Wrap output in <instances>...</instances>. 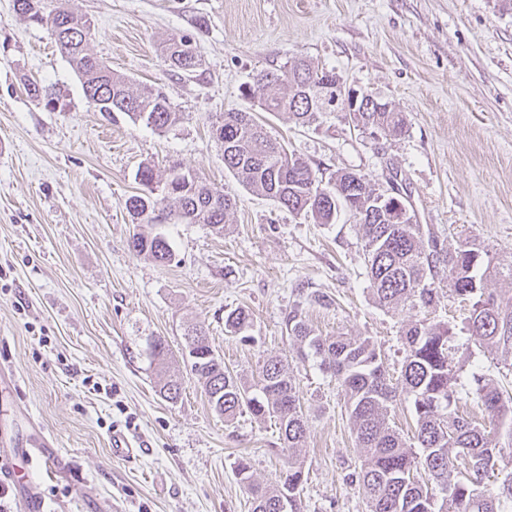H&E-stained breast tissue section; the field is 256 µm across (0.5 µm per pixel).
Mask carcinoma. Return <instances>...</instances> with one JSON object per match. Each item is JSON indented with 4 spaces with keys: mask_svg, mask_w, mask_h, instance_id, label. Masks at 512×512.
<instances>
[{
    "mask_svg": "<svg viewBox=\"0 0 512 512\" xmlns=\"http://www.w3.org/2000/svg\"><path fill=\"white\" fill-rule=\"evenodd\" d=\"M14 8L50 30L58 50L80 77L86 98L99 112L108 116L121 112L159 131L175 124L177 113L162 89L131 90L126 76L90 52L89 20L63 7L47 14L42 0H14ZM184 44L169 40L161 50L172 68L192 72L199 60L182 49ZM339 83L336 72L303 61L292 69L289 92L259 98L258 108L286 112L297 123L308 124L318 113L336 107ZM353 120L358 127L386 136H400L406 128L405 116L381 101L353 113ZM216 138L224 146L225 166L249 190L319 224L334 222L342 207L353 215L363 231L370 291L379 306L393 309L409 302L430 308L434 287L428 280L439 277L470 303L468 340L487 351H512V300L485 288L494 269L488 247L466 237L447 250L435 236L423 239L420 224L388 222L378 203L382 192L366 178L338 171L323 181L308 161L271 139L251 112L225 113ZM177 167L170 165L163 176L154 165H141L136 179L142 192L127 199V208L135 218L148 222L156 207L172 202L185 223L207 224L223 233L232 199L195 175L176 178ZM129 248L161 265L174 260L169 242L160 234L140 233ZM251 325L245 309L224 314V329L244 342L253 341ZM287 326L300 354L308 352L318 359L319 367L344 390L355 442L364 453L352 483L366 499L369 512H512V473L500 483L493 480L500 463H512L496 434L498 425L512 421V397L474 373L473 390L489 425L459 413L461 366L450 357L453 332L448 324L425 319L402 328L404 357L396 379L389 376L369 337L316 336L296 311L288 314ZM188 333L197 340L185 346L184 362L214 412L230 421L246 411L257 419L274 417L279 425L288 450V470L275 484H256L247 463L236 466L240 482L252 496L253 512H303L304 467L294 458V450L303 447L307 429L287 361L269 357L258 380L248 385L224 366L203 327L194 325ZM402 394L413 403L415 447L390 420V408Z\"/></svg>",
    "mask_w": 512,
    "mask_h": 512,
    "instance_id": "1",
    "label": "carcinoma"
}]
</instances>
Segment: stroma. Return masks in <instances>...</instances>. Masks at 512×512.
<instances>
[{
  "label": "stroma",
  "mask_w": 512,
  "mask_h": 512,
  "mask_svg": "<svg viewBox=\"0 0 512 512\" xmlns=\"http://www.w3.org/2000/svg\"><path fill=\"white\" fill-rule=\"evenodd\" d=\"M91 21L89 47L133 88L162 87L178 121L159 132L122 113L106 118L46 28L0 0V430L19 443L46 437L57 458L18 460L43 512H252L235 469L275 482L288 455L275 420L224 421L183 363L184 334L202 324L225 365L254 382L264 358L288 360L303 407L304 512H368L351 477L361 464L345 394L288 334L298 311L319 336H368L390 375L401 332L423 317L448 323L462 379L478 373L512 393V355L468 343L470 306L438 284L435 304L379 307L364 239L347 210L318 224L242 187L213 134L224 113L250 110L245 90L262 70L295 61L335 71L347 86L407 119L397 138L324 112L301 125L260 113L269 135L323 177L339 170L396 190L415 223L448 249L472 236L495 255L489 291L512 294V0H43ZM191 42L200 60L173 69L157 46ZM45 86L33 101L21 81ZM194 170L234 197L223 234L205 224H137L125 201L141 164ZM160 234L176 259L160 265L129 248ZM328 296L330 305L308 299ZM252 316L251 341L229 337L224 314ZM163 337L182 380L166 401L149 343ZM145 445L130 464L113 431Z\"/></svg>",
  "instance_id": "stroma-1"
}]
</instances>
